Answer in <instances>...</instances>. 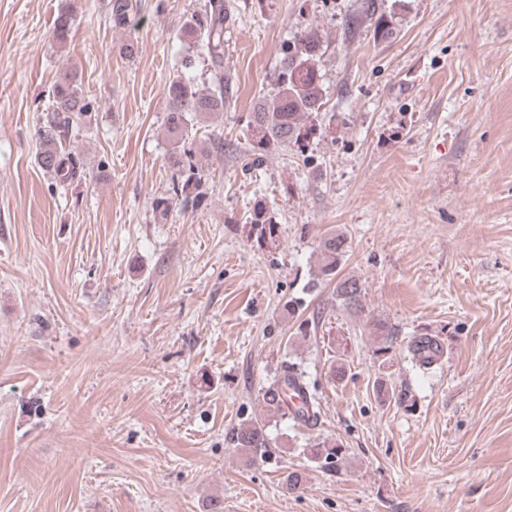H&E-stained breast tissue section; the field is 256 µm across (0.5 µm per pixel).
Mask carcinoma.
<instances>
[{
  "label": "carcinoma",
  "mask_w": 512,
  "mask_h": 512,
  "mask_svg": "<svg viewBox=\"0 0 512 512\" xmlns=\"http://www.w3.org/2000/svg\"><path fill=\"white\" fill-rule=\"evenodd\" d=\"M133 0H108L107 18L114 28H124L130 22ZM373 26L374 39L390 40L395 36L392 21L377 14L374 0H363L361 18ZM237 19L236 7L231 0H205V3L187 13L178 31L180 40L188 45L191 53L182 57L183 72L167 86V130L171 149L167 155L169 166L178 176L173 180L171 194L155 202L161 214L172 208L201 204L202 174L192 160V150L187 148L190 122L197 118L224 111L228 101V84L224 83V30ZM73 26L69 13L58 16L52 39L58 46L67 44ZM324 36L312 25L300 29L294 38L283 44L280 51L278 72L273 94L258 100L249 113L246 128L250 132L243 166L261 165L267 156L278 150L290 149L302 159L304 165L313 164L309 155L310 145L321 133L325 93L322 84V58ZM201 70L202 81L191 76ZM91 101L83 95L81 83L75 72L65 73L56 83L53 101L37 130L40 151L36 162L40 169L58 178L64 184L74 178L80 168L79 159L65 151L63 143L75 123L90 111ZM248 241L259 247L277 241L280 225L270 215L263 201L254 203L244 224ZM347 238L331 232L318 246L319 273L325 281L334 283L336 302L348 311H363L365 285L355 277L339 275L341 258L347 252ZM369 334L380 340L375 350L379 358L386 356L393 344L396 329L381 319L366 321ZM407 351L418 366L427 368L442 356L440 341L422 334L407 343ZM262 400L273 411H282L294 422L310 426L318 420L320 402L317 391L303 379L296 364L287 362L281 372L264 390ZM227 441L247 454L264 456L272 447L266 424L259 419H249L238 424L227 434ZM347 453L343 444L335 439L316 440L309 448L313 461L322 466H337Z\"/></svg>",
  "instance_id": "cac0c4a2"
}]
</instances>
